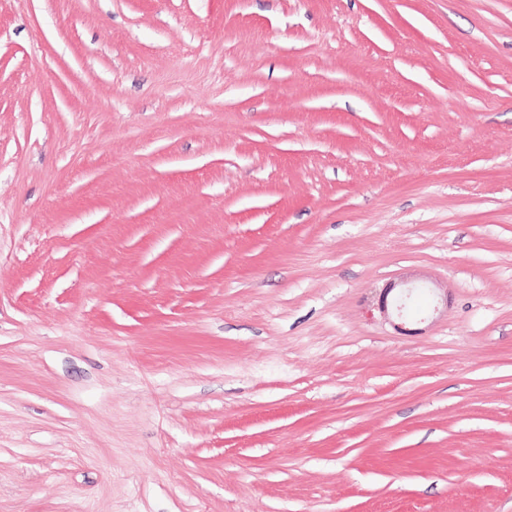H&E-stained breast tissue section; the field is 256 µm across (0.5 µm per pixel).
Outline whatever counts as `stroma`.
I'll list each match as a JSON object with an SVG mask.
<instances>
[{"label": "stroma", "mask_w": 512, "mask_h": 512, "mask_svg": "<svg viewBox=\"0 0 512 512\" xmlns=\"http://www.w3.org/2000/svg\"><path fill=\"white\" fill-rule=\"evenodd\" d=\"M0 512H512V0H0ZM395 286L396 285L393 283L383 289L384 292L379 300V310L386 319L392 317L400 321V323L394 324L397 329L406 330V328L403 327L406 321L417 318H419L420 321L424 320V318L419 317L422 312L418 315H410L415 296L419 290H425V292H427L432 288H429L426 284L404 282L401 285L402 288H398L399 291L393 296L391 301L388 302L390 293L396 289Z\"/></svg>", "instance_id": "1"}]
</instances>
